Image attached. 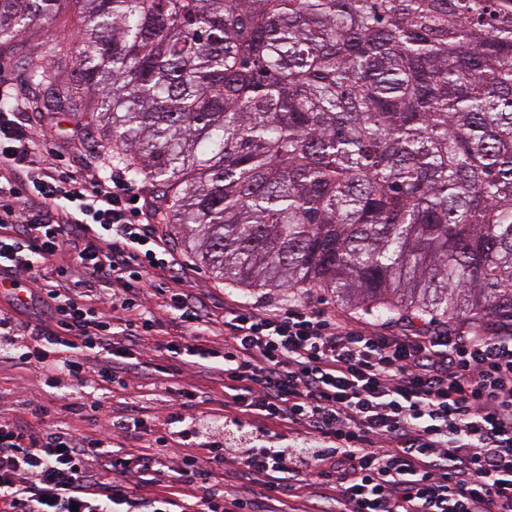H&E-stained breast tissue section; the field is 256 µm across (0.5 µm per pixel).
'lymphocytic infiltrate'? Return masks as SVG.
Listing matches in <instances>:
<instances>
[{
  "mask_svg": "<svg viewBox=\"0 0 512 512\" xmlns=\"http://www.w3.org/2000/svg\"><path fill=\"white\" fill-rule=\"evenodd\" d=\"M0 87V356L35 367L59 406L86 410L88 390L128 389L163 327L178 336L154 370L221 371L236 415L202 424L194 388L179 389L163 428L138 410L108 417L100 436L34 429L0 417V512H257L210 480L215 470L262 483L282 501L305 486L338 493L346 512H512V330L387 335L304 305L243 304L213 318L190 289L162 282L161 313L140 284L179 261L124 172L83 174L57 161L45 136ZM68 264H54L59 250ZM51 275L28 297L21 275ZM40 301L49 322L26 319ZM222 332L215 346L208 338ZM284 423L297 447L269 444ZM147 438L165 457L113 449ZM159 485L135 499L125 483Z\"/></svg>",
  "mask_w": 512,
  "mask_h": 512,
  "instance_id": "1",
  "label": "lymphocytic infiltrate"
}]
</instances>
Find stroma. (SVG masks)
I'll list each match as a JSON object with an SVG mask.
<instances>
[{"label": "stroma", "mask_w": 512, "mask_h": 512, "mask_svg": "<svg viewBox=\"0 0 512 512\" xmlns=\"http://www.w3.org/2000/svg\"><path fill=\"white\" fill-rule=\"evenodd\" d=\"M37 132L49 135L52 147L62 152L78 167L90 172L106 173L118 170L117 162L101 146L99 137L87 135L82 124L62 114L43 113L34 122ZM170 247L184 261L186 268L183 287L193 289L215 314H223L225 306L237 303H257L271 308H285L291 304L315 306L335 313L337 320L373 330L413 332L423 329L420 319L397 311L388 318H378L375 311L341 303L331 295L314 291L305 295H289L287 290L275 288H246L226 282L202 264L194 252L176 234L173 225L163 227ZM224 380L217 373L202 368H178L173 377L160 380L151 369L140 372L137 381L128 390L98 392L104 414L120 416L130 405H137L146 423L162 424L169 412L170 399L177 389L194 386L204 400L205 408L224 406ZM52 394L45 387L39 372L32 367L0 363V417L19 416L38 429H49L60 424L72 431L96 435L101 423L88 414L61 413L58 419L41 417L37 406L50 403Z\"/></svg>", "instance_id": "obj_1"}]
</instances>
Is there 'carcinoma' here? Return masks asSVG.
<instances>
[{"instance_id":"carcinoma-1","label":"carcinoma","mask_w":512,"mask_h":512,"mask_svg":"<svg viewBox=\"0 0 512 512\" xmlns=\"http://www.w3.org/2000/svg\"><path fill=\"white\" fill-rule=\"evenodd\" d=\"M35 28L31 110L222 279L512 328V0H0V54Z\"/></svg>"}]
</instances>
